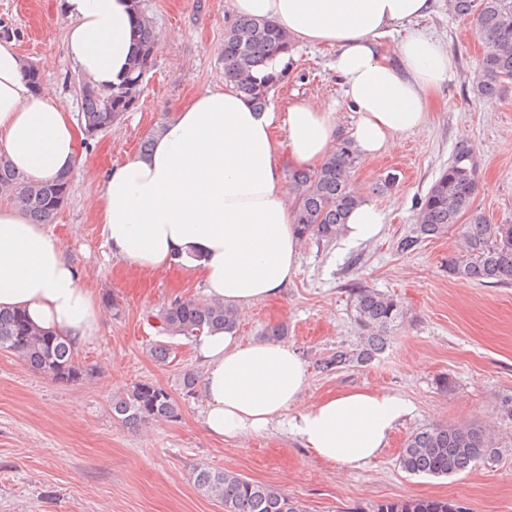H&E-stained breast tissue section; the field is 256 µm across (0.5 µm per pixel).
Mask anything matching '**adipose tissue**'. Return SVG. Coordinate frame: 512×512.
Returning a JSON list of instances; mask_svg holds the SVG:
<instances>
[{"label":"adipose tissue","instance_id":"1","mask_svg":"<svg viewBox=\"0 0 512 512\" xmlns=\"http://www.w3.org/2000/svg\"><path fill=\"white\" fill-rule=\"evenodd\" d=\"M66 55L88 81L109 87L130 69L135 43L132 0H65ZM235 15L269 18L298 42L333 49L330 67L342 104L306 101L286 111L255 109L231 85L197 91L155 134L150 150L114 166L97 197L102 233L129 268L174 263L198 272L207 301L244 312L279 296L297 267L299 237L284 201V165L313 170L350 141L363 157L425 127L432 96L450 79L454 58L415 29L433 0H232ZM402 32L394 56L384 37ZM13 43H0V156L34 182L79 163V129L48 86L32 91ZM385 212L369 199L352 209L342 242L378 239ZM0 309L19 310L79 347L96 336L97 301L44 225L0 199ZM205 366L199 393L203 425L222 439H247L278 425L321 460L358 467L379 456L410 412L399 395L343 390L310 405L300 397L308 369L288 343L200 336Z\"/></svg>","mask_w":512,"mask_h":512}]
</instances>
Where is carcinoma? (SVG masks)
Here are the masks:
<instances>
[{
    "mask_svg": "<svg viewBox=\"0 0 512 512\" xmlns=\"http://www.w3.org/2000/svg\"><path fill=\"white\" fill-rule=\"evenodd\" d=\"M448 12L471 17L483 47L478 62L476 92L493 95L512 81V0H448ZM137 47L133 64L121 83L109 88L93 86L81 95L83 129L98 134L133 109L141 94V78L153 67L158 34L136 5ZM291 50L288 34L265 18H239L224 32V80L233 84L256 108L267 106L270 91L284 72L258 75L270 55ZM358 163L356 150L343 141L320 168L288 170L294 193L293 218L300 238L330 242L340 234L348 213L359 197L350 185ZM0 191L29 214L37 224L51 222L58 212L56 200L69 194V177L34 183L0 159ZM477 191L472 149L459 145L452 159L427 193L418 201L417 224L398 242L410 253L426 238L440 237L454 226L459 230L455 251L448 254V275L487 287L512 286V224H490L472 209ZM468 222L460 223L464 214ZM355 321L361 331L357 348L338 350L320 368L331 371L346 364H366L382 352L399 329L406 312L394 296L364 283L351 290ZM158 318L169 336L187 340L214 331L233 332L235 311L221 303L176 300ZM0 350L21 359L30 369L58 382H77L88 369L76 360V348L63 336L39 328L18 311L0 310ZM112 411L122 423L136 427L150 420L171 421L180 408L163 388L140 383L112 399ZM499 457V440L481 424H432L412 433L399 456L401 469L410 475L451 476L471 471ZM194 485L224 505V512H305L303 505L279 488L251 481L229 471L199 469ZM369 512H465L453 500L432 497L385 500Z\"/></svg>",
    "mask_w": 512,
    "mask_h": 512,
    "instance_id": "cac0c4a2",
    "label": "carcinoma"
}]
</instances>
